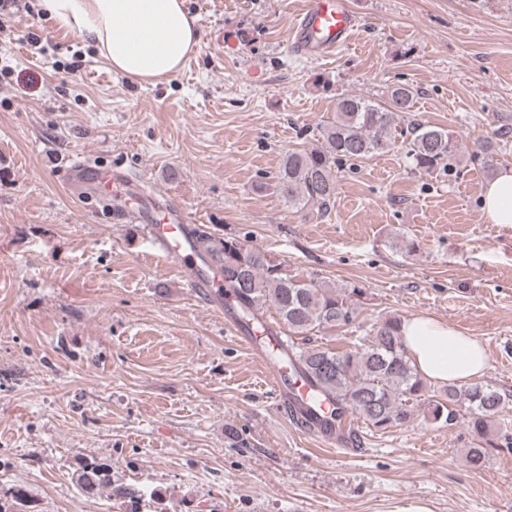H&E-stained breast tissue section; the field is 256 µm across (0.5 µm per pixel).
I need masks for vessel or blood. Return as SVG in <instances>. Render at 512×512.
Returning <instances> with one entry per match:
<instances>
[{
    "label": "vessel or blood",
    "mask_w": 512,
    "mask_h": 512,
    "mask_svg": "<svg viewBox=\"0 0 512 512\" xmlns=\"http://www.w3.org/2000/svg\"><path fill=\"white\" fill-rule=\"evenodd\" d=\"M356 26L357 16L349 0H303L291 40L299 53L319 56L346 46ZM64 178L70 184L90 185L97 199L111 208L114 223L142 225L152 252L187 273L197 298L213 306H223L221 270L211 264L192 234V219L184 208L159 200L152 209L138 207L137 202L144 193L142 182L128 172L94 165L81 156L71 159ZM229 328L267 370L279 408L292 411L314 425L317 438L324 446L354 454L351 435L356 425L352 418L343 417L338 423L321 420L320 414L328 410V402L318 400L315 387L305 379L290 376L287 366L272 357L275 339H268L262 346L238 322H230Z\"/></svg>",
    "instance_id": "1"
}]
</instances>
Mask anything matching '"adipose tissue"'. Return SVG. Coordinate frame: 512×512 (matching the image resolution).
I'll return each instance as SVG.
<instances>
[{"mask_svg":"<svg viewBox=\"0 0 512 512\" xmlns=\"http://www.w3.org/2000/svg\"><path fill=\"white\" fill-rule=\"evenodd\" d=\"M40 7L49 26L76 32L114 71L135 79L177 72L200 42L184 0H41ZM481 209L490 223L512 225V167L487 183ZM400 334L412 364L429 382L470 383L487 370L483 345L447 321L408 317Z\"/></svg>","mask_w":512,"mask_h":512,"instance_id":"1","label":"adipose tissue"}]
</instances>
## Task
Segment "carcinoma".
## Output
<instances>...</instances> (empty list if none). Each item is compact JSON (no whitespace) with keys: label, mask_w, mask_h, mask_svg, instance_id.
<instances>
[{"label":"carcinoma","mask_w":512,"mask_h":512,"mask_svg":"<svg viewBox=\"0 0 512 512\" xmlns=\"http://www.w3.org/2000/svg\"><path fill=\"white\" fill-rule=\"evenodd\" d=\"M416 95L410 85L396 84L378 102L352 94L338 96L333 121L318 130L320 145L286 152L275 182L262 189L270 188L289 206L322 219L334 206L336 174L342 164L386 153L399 141L405 144L411 169L457 177L460 148L448 130L421 123L406 128L399 124L398 115L411 111ZM507 134L501 128L497 139L475 145L471 159L493 169L495 155L507 146ZM194 234L206 251L218 254L224 267V295L234 301L241 325L262 331L260 310L266 306L275 310L288 327L278 355L287 356L294 371L336 405L334 417L349 412L366 427L384 432L409 424L423 406L431 423L440 426L452 427L467 414L468 429L479 439L502 417L508 400L488 383L431 389L402 346L397 317L383 320L373 333L345 350L309 345L314 330H332L355 320L364 293L358 285L329 287L291 275L285 261L236 234L218 237L200 227ZM489 453L490 449L475 442L466 449V459L479 469ZM75 483L87 494L105 490L108 496L132 504L140 499L139 491L131 486L112 487L110 466L95 459L85 461L76 471ZM24 507L21 491L4 492L0 512H24Z\"/></svg>","instance_id":"carcinoma-1"}]
</instances>
